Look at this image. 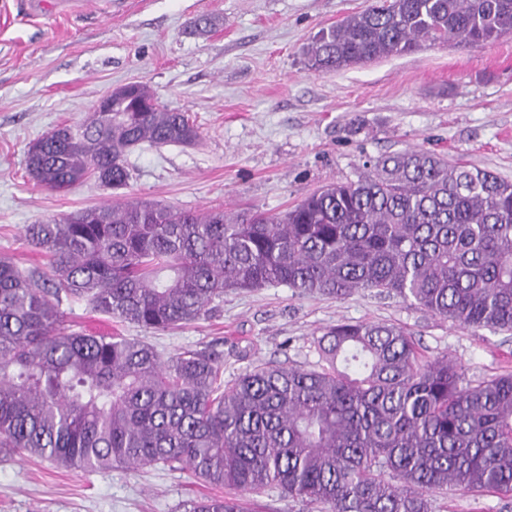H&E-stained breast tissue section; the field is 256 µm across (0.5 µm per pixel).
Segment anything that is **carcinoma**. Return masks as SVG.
I'll return each mask as SVG.
<instances>
[{
    "mask_svg": "<svg viewBox=\"0 0 512 512\" xmlns=\"http://www.w3.org/2000/svg\"><path fill=\"white\" fill-rule=\"evenodd\" d=\"M512 34V0H371L319 32L309 66L347 67ZM198 128L139 84L31 143L26 170L64 192L114 190L136 147L190 145ZM281 215L114 203L27 224L49 272L0 256V448L67 469L187 467L206 484L278 488L321 512H432L439 490L512 494V375L462 384L403 328L340 322L310 369L261 364L222 388L220 356L165 360L138 337L71 331L62 296L148 330L196 322L226 290L286 285L343 299L376 290L463 328L512 332V182L422 149L366 163ZM188 512H236L227 497Z\"/></svg>",
    "mask_w": 512,
    "mask_h": 512,
    "instance_id": "carcinoma-1",
    "label": "carcinoma"
}]
</instances>
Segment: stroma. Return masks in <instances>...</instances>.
Returning <instances> with one entry per match:
<instances>
[{"mask_svg":"<svg viewBox=\"0 0 512 512\" xmlns=\"http://www.w3.org/2000/svg\"><path fill=\"white\" fill-rule=\"evenodd\" d=\"M368 0H0V256L46 270L23 237L40 224L115 201L198 213L255 207L275 214L323 186L357 179L365 161L428 149L512 180V35L479 47L450 42L322 74L306 51L323 29ZM202 16L213 25L194 28ZM129 82L146 84L200 131L191 146L142 145L131 179L112 190L89 179L64 193L26 174L29 144L86 120ZM64 326L119 332L162 357L209 347L232 384L253 366L311 367L314 336L343 322H386L411 333L424 359L453 361L465 381L512 373V332L461 328L395 295L343 299L285 285L225 292L211 314L145 330L63 301ZM188 470L151 466L84 472L38 457L0 459V512H184L221 495ZM242 512H316L272 489L237 492ZM434 512H512V494L451 491Z\"/></svg>","mask_w":512,"mask_h":512,"instance_id":"obj_1","label":"stroma"}]
</instances>
